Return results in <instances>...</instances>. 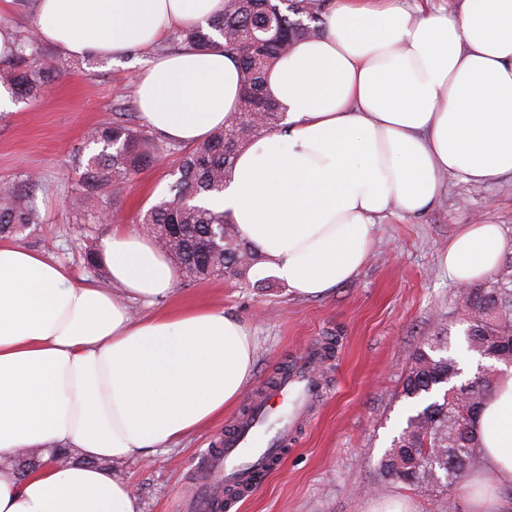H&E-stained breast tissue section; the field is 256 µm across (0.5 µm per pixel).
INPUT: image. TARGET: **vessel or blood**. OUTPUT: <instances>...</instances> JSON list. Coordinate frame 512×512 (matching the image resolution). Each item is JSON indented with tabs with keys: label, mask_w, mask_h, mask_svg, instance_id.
<instances>
[{
	"label": "vessel or blood",
	"mask_w": 512,
	"mask_h": 512,
	"mask_svg": "<svg viewBox=\"0 0 512 512\" xmlns=\"http://www.w3.org/2000/svg\"><path fill=\"white\" fill-rule=\"evenodd\" d=\"M321 392L318 377L306 368L282 375L276 388L254 400L248 413L226 428L220 447L203 457L199 486L184 512H233L255 487L265 462L283 454L294 419Z\"/></svg>",
	"instance_id": "obj_1"
}]
</instances>
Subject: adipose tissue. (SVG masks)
<instances>
[{"label": "adipose tissue", "instance_id": "ef3b65f1", "mask_svg": "<svg viewBox=\"0 0 512 512\" xmlns=\"http://www.w3.org/2000/svg\"><path fill=\"white\" fill-rule=\"evenodd\" d=\"M224 0H39V39L69 59L117 58L222 14ZM148 125L194 144L240 111V72L222 49L153 58L136 80ZM286 133L242 151L223 196L240 237L300 298L353 280L376 218L415 217L441 176H512V0H334L314 35L267 74ZM505 251L500 225L472 224L442 265L468 285ZM110 287L74 284L42 253L0 241V512H142L114 467L222 418L253 381L246 324L215 308L139 319L178 271L148 239L114 230L99 250ZM484 451L465 484L470 512H501L512 489V367L475 421ZM84 461L18 478L24 448Z\"/></svg>", "mask_w": 512, "mask_h": 512}]
</instances>
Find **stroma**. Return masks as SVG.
<instances>
[{
  "instance_id": "stroma-1",
  "label": "stroma",
  "mask_w": 512,
  "mask_h": 512,
  "mask_svg": "<svg viewBox=\"0 0 512 512\" xmlns=\"http://www.w3.org/2000/svg\"><path fill=\"white\" fill-rule=\"evenodd\" d=\"M37 51L59 70L35 98H16L12 109L0 112V182L22 181L27 172L38 175L27 191L45 222L20 237L19 245L63 264L73 282L96 284L99 270L84 266L81 255L87 240H101L114 225L84 224L71 211L74 156L92 128L118 113L146 137L159 140L135 96L137 74L158 51L83 61L65 58L42 42ZM176 166V155H158L104 200V208L118 216L116 225L148 235L142 217L167 192ZM476 222L501 225L512 256L511 178L475 184L444 176L439 197L426 213L406 218L393 212L377 220L365 265L324 298L293 297L259 264L244 279H179L170 303L221 309L249 327L256 343L250 394L261 391L283 365L326 341L335 344L321 368L323 395L301 420L286 455L239 512H374L389 499L403 501L410 512H464L459 489L386 481L378 461L405 425L400 391L415 349L436 337L448 339L465 380L481 364L464 339L459 286L440 267L452 238ZM240 413L231 409L167 452L119 464L142 512H182L181 503L197 479L198 459Z\"/></svg>"
}]
</instances>
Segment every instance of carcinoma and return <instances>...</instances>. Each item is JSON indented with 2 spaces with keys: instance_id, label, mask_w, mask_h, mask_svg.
I'll return each instance as SVG.
<instances>
[{
  "instance_id": "carcinoma-1",
  "label": "carcinoma",
  "mask_w": 512,
  "mask_h": 512,
  "mask_svg": "<svg viewBox=\"0 0 512 512\" xmlns=\"http://www.w3.org/2000/svg\"><path fill=\"white\" fill-rule=\"evenodd\" d=\"M332 0H224L222 17L207 26L177 29L180 47L224 49L242 73V111L211 136L186 149L151 141L121 118L95 128L88 144L100 150L75 158L71 206L85 224L99 223L102 209L91 202L121 189L162 152L179 153V164L168 193L144 214L142 223L187 278L205 281L243 277L260 260L238 235L228 214L197 203L220 195L232 176L237 156L256 138L279 126L285 113L265 86L267 72L293 43L315 33ZM51 67L41 63L30 43L18 40L0 60V86L20 96H35ZM43 223L33 198L18 185L0 184V237H17ZM467 348L485 359L512 356V257L485 281L460 296ZM459 375L448 343L428 342L416 349L402 381L401 395L417 405L439 388L436 399L407 417L406 427L378 463L380 475L417 487L455 485L480 458L481 436L476 416L494 387L487 376L481 387L453 388Z\"/></svg>"
}]
</instances>
